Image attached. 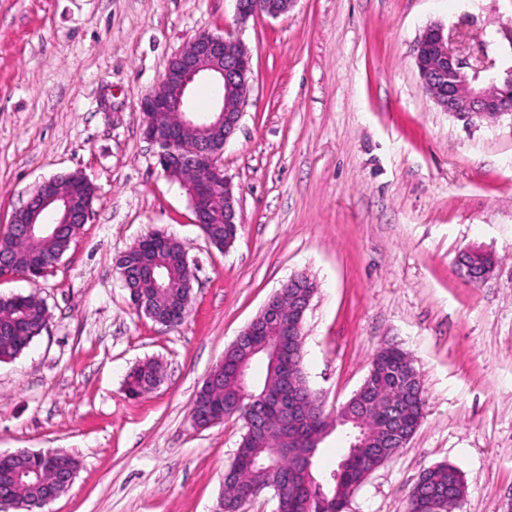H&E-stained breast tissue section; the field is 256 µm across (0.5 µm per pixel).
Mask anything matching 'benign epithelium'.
Instances as JSON below:
<instances>
[{"mask_svg": "<svg viewBox=\"0 0 512 512\" xmlns=\"http://www.w3.org/2000/svg\"><path fill=\"white\" fill-rule=\"evenodd\" d=\"M234 2L238 19L245 21L262 14L273 18L284 15L295 0ZM415 64L419 72L430 75L431 93L442 109L469 124L488 120L494 123L512 111V65L500 70L492 59L475 60L471 55L453 52L441 24L428 27L418 40ZM252 74L251 55L239 40L203 31L170 59L159 83L139 101L146 118L144 135L159 147V160L165 173L186 187L197 224L210 223L221 204L224 223H238L234 185L224 174L221 156L242 118ZM202 77L215 81L219 95L214 111L199 119L189 107L188 89ZM41 186L45 190L29 199L22 206L23 214L14 220L20 238L55 235L65 225L87 223L89 215L79 209L74 196L55 193L48 188L46 180ZM466 254L473 259L480 258L481 262L477 271L471 263L463 266L464 273L474 281H483L492 270V255L476 249H469ZM304 280L305 276L297 275L284 284L293 289L288 295V308L292 312L288 323L281 321L280 301L271 297L234 342L240 346L247 336L262 337L251 344L249 352L255 356L263 349H271L285 377L301 359L300 335L313 297L303 291ZM375 394V371L371 370L346 408L361 413L375 404ZM377 409L381 418L391 423L384 447H406L408 440L397 427L402 417L401 402L389 399L377 405ZM270 410L279 414L289 432L299 426L298 398L285 385L267 388L246 407L232 406L226 414H240L246 425L254 429Z\"/></svg>", "mask_w": 512, "mask_h": 512, "instance_id": "1", "label": "benign epithelium"}]
</instances>
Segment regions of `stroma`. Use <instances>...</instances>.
<instances>
[{
  "label": "stroma",
  "instance_id": "1",
  "mask_svg": "<svg viewBox=\"0 0 512 512\" xmlns=\"http://www.w3.org/2000/svg\"><path fill=\"white\" fill-rule=\"evenodd\" d=\"M512 0H295L238 23L234 0H0V227L44 180L81 170L92 214L36 287L46 330L0 362V453L60 449L79 470L44 512H214L242 436L200 429L191 404L269 297L303 273L316 292L302 367L335 415L395 344L425 406L405 448L346 512H407L437 464L456 467L455 512H512V113L475 125L426 94L414 49L431 25L452 49L512 59L486 35ZM250 51L244 115L224 148L242 224L228 249L194 222L185 187L143 135L140 98L198 33ZM196 264L191 311L165 327L135 310L119 273L151 229ZM490 253L469 282L457 259ZM157 360L138 398L127 373ZM464 253L468 254L473 259H476L477 256L481 259V262L475 263L474 265L472 263H468L467 265H461L466 276L474 281H483L492 270L494 264V259L492 255L488 252L476 249H469L464 251ZM476 265H480V269L478 272H476L473 269V266Z\"/></svg>",
  "mask_w": 512,
  "mask_h": 512
}]
</instances>
